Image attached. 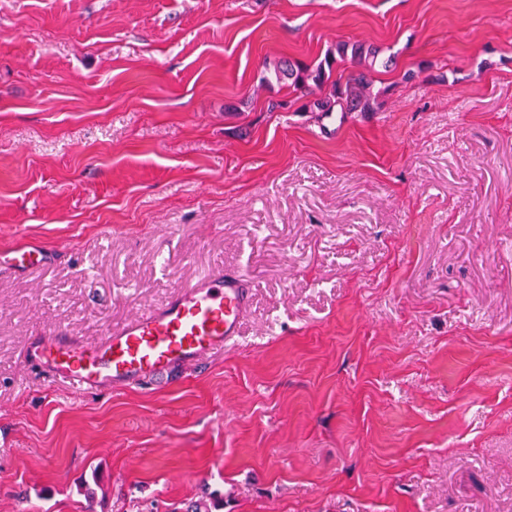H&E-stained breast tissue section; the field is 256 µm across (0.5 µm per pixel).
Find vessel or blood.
I'll return each instance as SVG.
<instances>
[{
    "mask_svg": "<svg viewBox=\"0 0 512 512\" xmlns=\"http://www.w3.org/2000/svg\"><path fill=\"white\" fill-rule=\"evenodd\" d=\"M47 261L40 245L23 244L6 265L28 270ZM248 300L238 275L212 273L102 338L85 341L59 331L39 337L27 348L25 361L85 390L137 386L227 346L239 333Z\"/></svg>",
    "mask_w": 512,
    "mask_h": 512,
    "instance_id": "b4317fda",
    "label": "vessel or blood"
}]
</instances>
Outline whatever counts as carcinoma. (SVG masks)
<instances>
[{
  "label": "carcinoma",
  "mask_w": 512,
  "mask_h": 512,
  "mask_svg": "<svg viewBox=\"0 0 512 512\" xmlns=\"http://www.w3.org/2000/svg\"><path fill=\"white\" fill-rule=\"evenodd\" d=\"M379 54L380 50L373 46L338 43L336 50L327 51L325 58L313 66L282 61L274 70V76L276 82L285 81L295 89L312 85L321 90L322 94L309 105L311 112H340L345 116L352 112H375L379 107V94L371 91L365 73L352 74L343 82H332L330 76L334 64L347 58L368 69L374 68L378 62L384 66L392 64L390 58L378 61Z\"/></svg>",
  "instance_id": "carcinoma-1"
}]
</instances>
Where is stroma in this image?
Wrapping results in <instances>:
<instances>
[{
    "label": "stroma",
    "mask_w": 512,
    "mask_h": 512,
    "mask_svg": "<svg viewBox=\"0 0 512 512\" xmlns=\"http://www.w3.org/2000/svg\"><path fill=\"white\" fill-rule=\"evenodd\" d=\"M357 41L395 62L326 140L262 79ZM21 241L51 258L0 269V512H512V0H0ZM220 270L240 336L187 370L23 363Z\"/></svg>",
    "instance_id": "35a3bbf8"
}]
</instances>
